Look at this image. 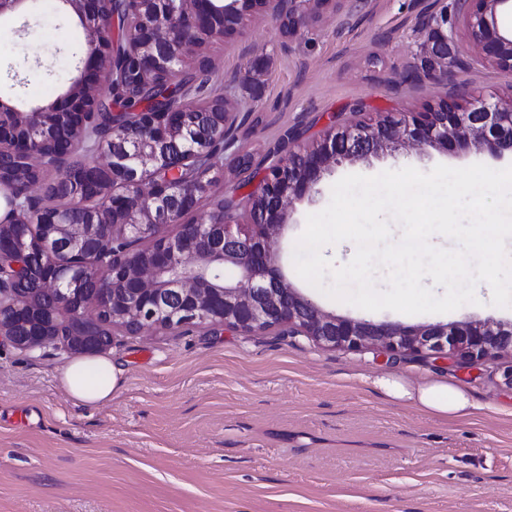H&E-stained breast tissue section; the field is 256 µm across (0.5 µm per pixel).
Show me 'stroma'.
I'll list each match as a JSON object with an SVG mask.
<instances>
[{
  "mask_svg": "<svg viewBox=\"0 0 512 512\" xmlns=\"http://www.w3.org/2000/svg\"><path fill=\"white\" fill-rule=\"evenodd\" d=\"M433 0H341L293 34L249 18L241 34L199 49L232 110L235 142L216 195L244 202L264 158L286 130L305 144L330 121L422 112L440 100L482 94L512 99V72L473 65L464 35L446 81L432 63L422 22ZM56 0H30L0 39V84L13 102H51L75 73L84 40ZM255 163L249 175L238 155ZM512 165L508 156L400 149L326 172L289 207L279 251L284 273L320 307L375 322L507 321L512 307L463 305L451 313L366 311L300 279L293 250L309 214L349 174L413 167ZM118 374L109 401L75 404L59 376L70 360L49 344L0 345V512H512V390L502 362L463 363L375 350L328 349L273 328L243 335L203 325L181 332L114 329L104 351ZM394 371L445 379L476 409L444 420L387 398L374 380Z\"/></svg>",
  "mask_w": 512,
  "mask_h": 512,
  "instance_id": "35a3bbf8",
  "label": "stroma"
}]
</instances>
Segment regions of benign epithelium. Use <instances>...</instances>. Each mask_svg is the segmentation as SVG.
<instances>
[{
  "instance_id": "7a95c632",
  "label": "benign epithelium",
  "mask_w": 512,
  "mask_h": 512,
  "mask_svg": "<svg viewBox=\"0 0 512 512\" xmlns=\"http://www.w3.org/2000/svg\"><path fill=\"white\" fill-rule=\"evenodd\" d=\"M136 18L126 19V50L144 80L176 76L185 47L208 36L222 40L240 33L246 18L260 14L288 24L292 33L329 0H135ZM81 24L87 51L73 87L45 106L27 112L0 98V187L10 184L6 158L32 152L36 135L81 129L92 99L87 90L102 84V62L113 44L111 0H63ZM512 0H456L454 26L479 48L473 63L512 71V27L501 22ZM429 40L441 81L459 60L448 54V10L430 16ZM231 118L224 109L202 113L186 124L182 112H130L112 121V137L95 146L97 162L64 172L67 203L30 219L0 221V342L32 350L63 339L70 352L94 354L111 340L96 317L112 311V325L181 330L218 325L245 334L286 326L330 348L353 351L377 347L392 353L453 356L473 362L512 358V320L465 319L403 325L339 316L322 309L288 282L278 253L289 213L287 204L310 193L323 174L345 160H365L399 148L440 152L473 146L496 157L512 155V101L481 95L444 99L424 112H388L374 122L330 126L309 148L288 141L284 159L266 168L260 192L248 201L250 223L219 214L199 219L214 196L211 178L170 183L186 159L177 139L230 144ZM112 193L108 212L85 207L86 197ZM82 216L73 218L75 211ZM174 226L173 234L168 228ZM148 246L143 247L141 243ZM222 268L219 278L210 271Z\"/></svg>"
}]
</instances>
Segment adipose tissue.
<instances>
[{
  "mask_svg": "<svg viewBox=\"0 0 512 512\" xmlns=\"http://www.w3.org/2000/svg\"><path fill=\"white\" fill-rule=\"evenodd\" d=\"M60 384L75 402L96 405L111 399L117 373L107 358L77 359L64 367ZM376 384L389 398L415 403L437 418L457 419L472 413L468 394L445 380L412 381L391 374L377 379Z\"/></svg>",
  "mask_w": 512,
  "mask_h": 512,
  "instance_id": "adipose-tissue-1",
  "label": "adipose tissue"
}]
</instances>
